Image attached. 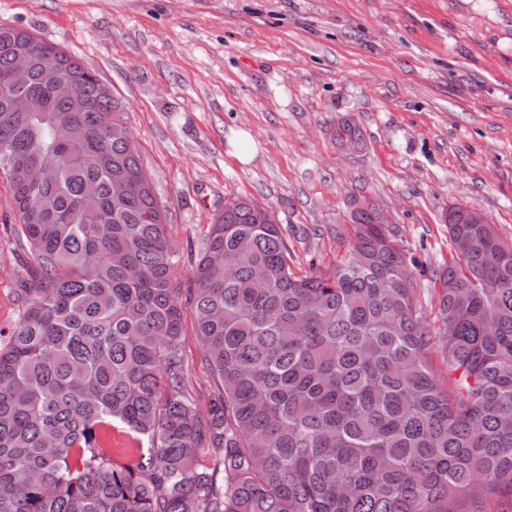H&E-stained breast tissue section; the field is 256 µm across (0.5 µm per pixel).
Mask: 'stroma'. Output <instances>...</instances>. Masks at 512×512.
I'll use <instances>...</instances> for the list:
<instances>
[{
  "instance_id": "35a3bbf8",
  "label": "stroma",
  "mask_w": 512,
  "mask_h": 512,
  "mask_svg": "<svg viewBox=\"0 0 512 512\" xmlns=\"http://www.w3.org/2000/svg\"><path fill=\"white\" fill-rule=\"evenodd\" d=\"M0 24L82 58L123 101L191 286L230 197L268 206L292 266L331 267L374 201L430 275L446 218L474 207L512 242V0H0ZM255 155H229L231 132ZM0 177V331L19 321L27 250ZM185 380L216 383L184 304Z\"/></svg>"
}]
</instances>
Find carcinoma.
Instances as JSON below:
<instances>
[{"label":"carcinoma","instance_id":"cac0c4a2","mask_svg":"<svg viewBox=\"0 0 512 512\" xmlns=\"http://www.w3.org/2000/svg\"><path fill=\"white\" fill-rule=\"evenodd\" d=\"M0 172L29 253L0 348V512H449L461 496L484 512L512 496V243L495 225L448 213L467 249L432 279L435 329L418 262L372 207L335 265L299 274L267 207L224 203L190 288L218 382L199 414L181 257L124 106L84 61L2 24ZM439 336L452 393L429 363ZM115 424L133 444L118 459Z\"/></svg>","mask_w":512,"mask_h":512}]
</instances>
